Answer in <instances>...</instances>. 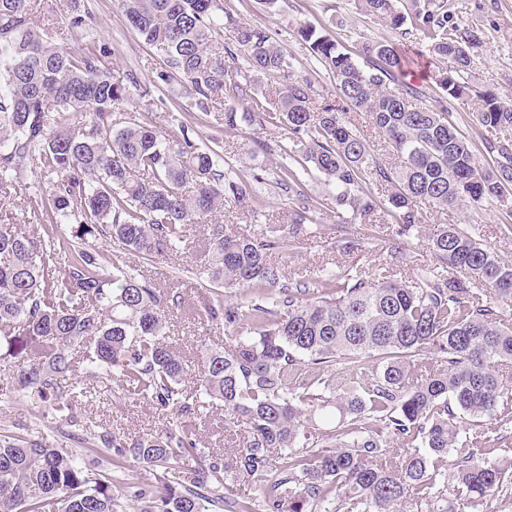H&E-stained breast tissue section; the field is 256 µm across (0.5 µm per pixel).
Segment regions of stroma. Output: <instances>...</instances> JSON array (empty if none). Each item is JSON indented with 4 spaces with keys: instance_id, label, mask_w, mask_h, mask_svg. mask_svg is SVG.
<instances>
[{
    "instance_id": "1",
    "label": "stroma",
    "mask_w": 512,
    "mask_h": 512,
    "mask_svg": "<svg viewBox=\"0 0 512 512\" xmlns=\"http://www.w3.org/2000/svg\"><path fill=\"white\" fill-rule=\"evenodd\" d=\"M81 2L96 15L98 24L91 29L73 30L64 41V48L78 53L94 45H106L110 51L113 79L125 82L133 76L151 89L150 96L132 95L129 103L115 112L113 119L117 126L140 119L148 112L154 124L164 129L187 124L193 129L199 147H209L214 137H221L224 156L230 158L244 177L260 175L261 181L254 184L253 194L262 205L258 223H251L246 210L232 204L224 210V222L244 233L252 232L258 224L270 231L282 226L288 194L278 185L277 179L286 162L280 146L287 140V131L273 126L260 129L243 122L235 131L217 132L202 120L194 97L183 83L158 81V73L165 68L163 57L129 26L118 0ZM447 2L455 22L460 27L474 29L480 37L479 44L470 50L475 86L491 89L502 102L512 104V0ZM221 3L241 21L269 28L277 42L292 54L296 72L311 77L319 99L333 98L335 80L310 55L298 36L297 29L302 25L326 31L340 47L354 53L366 42L400 44L409 59L410 81L423 91L417 100L418 106L436 108L443 96L442 90L426 76L425 44L414 23H406L404 30H395L384 20L362 11L356 0H278L276 8L270 12L259 0H221ZM417 210L419 223L411 235L402 240L396 237L394 217L384 208L366 216H356L348 224L339 223L334 212L322 210L318 215L320 230L300 236L293 251L280 258L279 263L286 277L296 280L312 276L323 267L332 269L344 265H354L369 273L383 265L392 269L396 278L407 280L421 266L432 263L429 237L444 225L458 224L479 235L503 262L512 264V238L500 235L498 226L505 216L496 206L487 205L476 210L462 205L441 210L423 201ZM203 233V227L193 226L190 243L185 249L157 261L150 268L161 287H168L177 280L184 284L185 305L169 315L167 335L169 342L190 358L195 356L201 338H208L213 344L222 340L219 333H205L199 319L206 303L199 278L204 263L200 247ZM349 239L363 240V249L351 253L340 251V244ZM36 414L30 400L14 390L8 373L0 371V425L12 430L35 420L39 423L40 436L53 443L61 442L59 423L51 419L37 420ZM170 418L169 410L150 400L118 398L106 390L83 400L78 413L79 421L90 425L104 423L112 431L133 439L161 432Z\"/></svg>"
}]
</instances>
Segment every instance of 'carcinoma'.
<instances>
[{"label": "carcinoma", "instance_id": "carcinoma-1", "mask_svg": "<svg viewBox=\"0 0 512 512\" xmlns=\"http://www.w3.org/2000/svg\"><path fill=\"white\" fill-rule=\"evenodd\" d=\"M358 2L395 29L404 24L395 0ZM410 3L431 56L454 62L431 79L449 99L475 96L477 123L499 133L484 142L488 168L447 106L410 102L421 91L400 80L407 58L396 43H368L357 59L298 27L344 103L316 108L292 54L219 0H121L131 27L165 55L160 79L185 83L215 126L288 129L279 184L293 206L277 235L215 220L230 199L254 218L260 209L238 170L198 147L185 124L116 127L131 93L113 81L110 52L76 55L57 43L96 24L80 0H71L68 26L55 28L35 0H0V205L18 196L30 163L49 184L26 194L42 229L0 224V363L15 367V388L42 419L78 425L86 386L107 380L174 412L164 431L137 439L86 424L63 433L69 446L1 432L0 512H255V498L230 490L232 472L255 483L264 512H401L413 503L447 512L439 503L450 493L459 512H492L512 483V460L489 458L512 446L503 429L512 390L499 377L512 363V265L455 224L429 239L434 263L411 283L387 269L370 279L343 268L285 285L275 260L323 208L344 224L349 209L374 211L369 182L391 187L399 237L415 227L421 201L488 202L512 216V105L474 89L470 49L480 39L459 29L447 0ZM226 27L232 49L217 40ZM348 112L370 114L395 162L374 154ZM294 163L323 177L328 198L308 195ZM194 224L207 226L205 318L224 333L220 347L201 342L195 361L166 341L181 285L158 288L100 250L117 243L153 263L182 249ZM226 288L246 290L245 300L224 299ZM194 375L199 389H183ZM211 401L239 428L235 445L222 465L184 469V457L202 458L197 424ZM464 429L468 448L458 452ZM395 441L399 455L388 451ZM130 460L154 481L124 482Z\"/></svg>", "mask_w": 512, "mask_h": 512}]
</instances>
